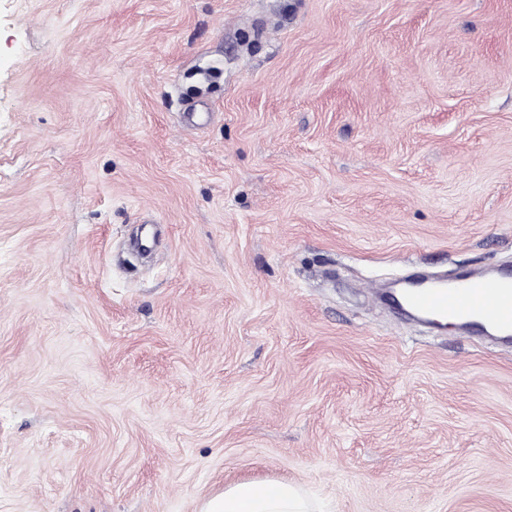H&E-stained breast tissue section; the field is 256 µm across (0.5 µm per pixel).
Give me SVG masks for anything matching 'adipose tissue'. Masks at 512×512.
<instances>
[{"instance_id": "1", "label": "adipose tissue", "mask_w": 512, "mask_h": 512, "mask_svg": "<svg viewBox=\"0 0 512 512\" xmlns=\"http://www.w3.org/2000/svg\"><path fill=\"white\" fill-rule=\"evenodd\" d=\"M197 512H309V507L288 484L240 483L202 498Z\"/></svg>"}]
</instances>
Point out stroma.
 I'll return each mask as SVG.
<instances>
[{
	"label": "stroma",
	"mask_w": 512,
	"mask_h": 512,
	"mask_svg": "<svg viewBox=\"0 0 512 512\" xmlns=\"http://www.w3.org/2000/svg\"><path fill=\"white\" fill-rule=\"evenodd\" d=\"M506 262L512 0H0V512H512V350L373 293ZM308 511L298 491L285 483L236 484L202 498L197 508V512Z\"/></svg>",
	"instance_id": "obj_1"
}]
</instances>
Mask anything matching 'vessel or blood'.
I'll list each match as a JSON object with an SVG mask.
<instances>
[{"label": "vessel or blood", "instance_id": "obj_1", "mask_svg": "<svg viewBox=\"0 0 512 512\" xmlns=\"http://www.w3.org/2000/svg\"><path fill=\"white\" fill-rule=\"evenodd\" d=\"M393 301L406 313L423 320L512 342L511 266L451 278L422 275L416 285L403 288Z\"/></svg>", "mask_w": 512, "mask_h": 512}]
</instances>
